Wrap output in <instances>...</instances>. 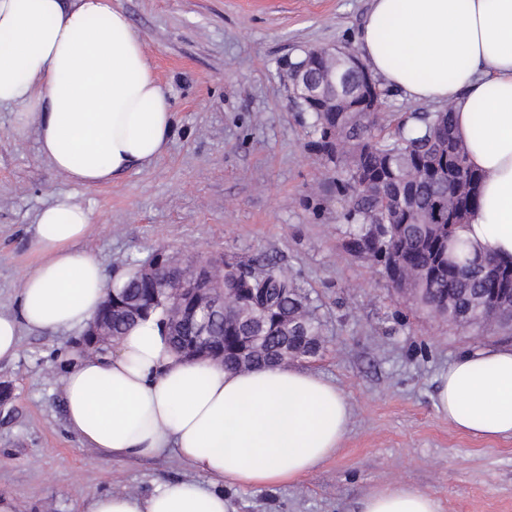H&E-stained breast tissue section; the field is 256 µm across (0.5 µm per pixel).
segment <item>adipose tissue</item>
<instances>
[{
  "mask_svg": "<svg viewBox=\"0 0 512 512\" xmlns=\"http://www.w3.org/2000/svg\"><path fill=\"white\" fill-rule=\"evenodd\" d=\"M358 45L369 71L409 99L451 107L468 162L482 175L477 209L459 230L473 250L512 259V0H371ZM34 130L56 172L85 188L147 166L174 129L170 95L141 37L112 0H0V106ZM88 208L60 195L36 216L39 262L16 312H0V362L22 330L84 327L113 281L78 250ZM69 429L106 459L175 454L204 481L147 493L105 491L78 512H229L225 487L269 489L336 454L351 407L336 384L299 366L232 370L176 355L153 314L104 355L67 354ZM435 408L457 432L512 438V349L472 348L437 377ZM357 512H441L404 482L367 492Z\"/></svg>",
  "mask_w": 512,
  "mask_h": 512,
  "instance_id": "adipose-tissue-1",
  "label": "adipose tissue"
}]
</instances>
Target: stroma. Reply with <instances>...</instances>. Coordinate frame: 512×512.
Returning <instances> with one entry per match:
<instances>
[{
  "instance_id": "stroma-1",
  "label": "stroma",
  "mask_w": 512,
  "mask_h": 512,
  "mask_svg": "<svg viewBox=\"0 0 512 512\" xmlns=\"http://www.w3.org/2000/svg\"><path fill=\"white\" fill-rule=\"evenodd\" d=\"M112 4L170 93L174 135L151 165L87 189L53 171L34 130L17 131L14 108H0V311L16 310L37 262L35 216L59 193L91 210L79 247L111 275L158 249L201 261L273 258L319 306L324 348L299 365L334 381L352 418L317 471L273 489H226L231 512H351L395 480L436 496L443 512H512V439L462 435L434 406L435 377L457 354L512 347V336L460 333L348 252L344 201L309 148V113L292 100L289 64L320 46L358 52L369 0ZM82 334L22 332L17 357L0 363V386L12 392L0 412V495L16 512H77L94 493L200 477L174 456L105 459L67 430L60 377Z\"/></svg>"
}]
</instances>
